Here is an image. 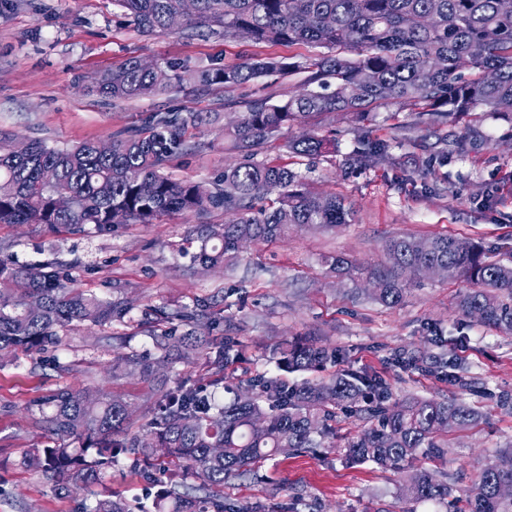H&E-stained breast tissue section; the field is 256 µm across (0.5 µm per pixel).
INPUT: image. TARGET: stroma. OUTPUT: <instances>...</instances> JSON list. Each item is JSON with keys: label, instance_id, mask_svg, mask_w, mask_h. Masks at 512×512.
Instances as JSON below:
<instances>
[{"label": "stroma", "instance_id": "obj_1", "mask_svg": "<svg viewBox=\"0 0 512 512\" xmlns=\"http://www.w3.org/2000/svg\"><path fill=\"white\" fill-rule=\"evenodd\" d=\"M245 50L231 38L139 32L113 0H0V130L66 147L141 129L156 112H209L212 124L189 130L187 151L169 167L174 179L208 184L234 160L224 136L232 101L287 99L300 90L303 73L265 76L230 93L186 82L123 102L87 91L84 78L132 57L185 75L202 66L237 63ZM310 129L336 141L335 154L316 168L280 139L267 143L260 158L302 174L313 194L343 196L355 214L339 229L298 228L285 240L248 247L234 270L203 273L179 247L200 225L224 223L220 210L117 224L105 234L0 224V262L15 268L55 260L74 287L133 300L136 318L150 305L206 303L211 336L232 338L245 351L241 363L226 369L230 378L279 373L273 347L307 338L341 349L346 368L382 376L394 400L454 397L478 407L480 422L449 433L444 459L427 465L454 496L466 497L480 469L512 446V402H503L504 396L512 398V335L459 311L462 281L408 283L402 302L389 308L369 298L367 277L389 267L385 243L400 234L472 240L489 259L512 264V120L474 112L436 129L419 123L410 108L393 106L364 122L350 113L327 114L312 120ZM362 135L388 141L392 149L377 167L353 172L341 160ZM462 137L468 148L463 155L451 149ZM444 148L447 165L428 164L430 153ZM487 190L494 198L484 207L479 198ZM336 255L352 262L350 279L329 272L325 260ZM427 323L441 328L442 349L462 362L480 393L391 365L392 354L401 350L436 354L439 348L422 331ZM132 350L153 352L144 330L86 322L65 332L56 349L19 348L0 357V512H80L88 493L56 494L42 473L24 462L50 443L35 423L36 402L59 388L102 389L140 406L147 383L137 376L113 377L111 370L115 353ZM366 426L360 418L340 416L335 447L262 461L245 477L225 480V499L244 510L262 503L268 512L283 505L292 512H405L409 506L397 497L396 475L371 463L350 467L341 460V444ZM156 490L141 470L125 464L105 469L92 492L148 505Z\"/></svg>", "mask_w": 512, "mask_h": 512}]
</instances>
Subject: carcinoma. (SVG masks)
Instances as JSON below:
<instances>
[{
    "label": "carcinoma",
    "instance_id": "obj_1",
    "mask_svg": "<svg viewBox=\"0 0 512 512\" xmlns=\"http://www.w3.org/2000/svg\"><path fill=\"white\" fill-rule=\"evenodd\" d=\"M143 33L174 30L235 38L249 46L302 44L306 62L245 55L235 65L200 69L190 80L224 85L227 91L269 72L303 71V88L283 102L270 97L240 102L242 111L224 125V135L239 159L224 167L210 185L175 181L165 170L188 148L186 133L208 121L203 112H156L141 131L120 132L102 153L99 141L72 147L0 132V224H45L73 233L112 231L115 215L152 224L170 213L222 210L224 224H210L179 253L206 269L235 265L243 243L280 241L290 228L308 225L336 229L350 223L353 211L336 195L318 196L300 174L257 159L263 144L288 138L290 152L312 160L336 151L334 142L308 133L319 114L351 112L367 117L393 105H410L431 126L469 112H491L512 119V10L502 0H114ZM171 67L147 65L136 57L120 67L90 76L92 87L115 100L150 96L182 83ZM392 148L387 141L357 139L344 159L351 170L375 166ZM232 185L234 194L224 193ZM62 198L71 206L59 205ZM393 267L372 272L370 295L385 306L400 304L402 277L432 265L452 280L466 281L457 306L477 322L512 332V265L488 259L473 242L448 235H399L386 243ZM130 301L103 299L75 288L55 262L23 268L0 264V354L22 347L40 351L59 345L62 332L76 324L124 323ZM207 318L206 310L153 305L140 324L150 328L157 356L119 353L112 373L137 375L148 383L150 419L145 433L129 434L131 403L109 393L59 389L42 399L36 424L52 445L28 459L59 494L87 488L102 471L120 461L148 464L154 472L179 471L192 480L186 491H162L154 512H239L214 488L229 476H243L276 454L317 448L336 436L337 414L362 416L370 427L344 446L346 462H372L401 475L399 496L446 507L451 488L414 466L421 456L440 460L448 430H463L479 412L448 399L391 401L377 374L342 369L326 381L299 385L277 375L257 374L246 382L226 380L224 369L242 355L239 345L217 343L195 331L173 335L169 326ZM204 352L209 387L169 386L161 373L175 358ZM273 355L291 371L343 363L337 348L306 340L285 341ZM394 361L441 375L462 386L469 379L446 353L427 359L398 352ZM224 389V405L213 390ZM512 451L479 473L467 500L468 512H512V498L499 487L512 485ZM83 512H132L118 496L97 498Z\"/></svg>",
    "mask_w": 512,
    "mask_h": 512
}]
</instances>
